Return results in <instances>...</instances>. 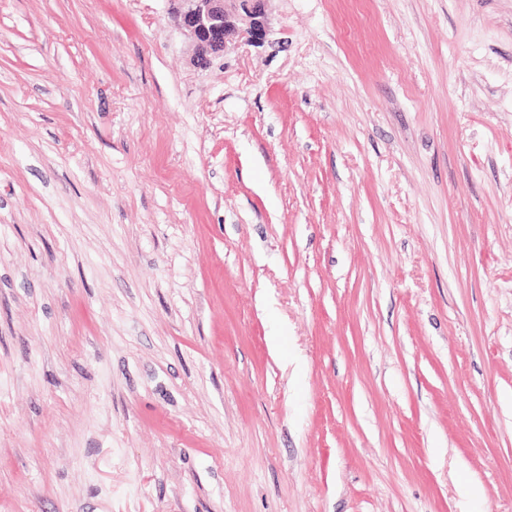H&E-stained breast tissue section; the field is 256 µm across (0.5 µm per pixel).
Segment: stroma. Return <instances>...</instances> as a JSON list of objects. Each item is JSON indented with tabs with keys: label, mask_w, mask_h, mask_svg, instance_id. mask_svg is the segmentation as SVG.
Segmentation results:
<instances>
[{
	"label": "stroma",
	"mask_w": 512,
	"mask_h": 512,
	"mask_svg": "<svg viewBox=\"0 0 512 512\" xmlns=\"http://www.w3.org/2000/svg\"><path fill=\"white\" fill-rule=\"evenodd\" d=\"M0 0V512H512V0ZM266 0H170L174 27L191 40L195 62L206 68L213 58L241 43L260 44L267 36Z\"/></svg>",
	"instance_id": "1"
}]
</instances>
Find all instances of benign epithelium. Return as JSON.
<instances>
[{"mask_svg":"<svg viewBox=\"0 0 512 512\" xmlns=\"http://www.w3.org/2000/svg\"><path fill=\"white\" fill-rule=\"evenodd\" d=\"M266 0H170L174 27L191 40L195 62L206 68L213 58L267 36Z\"/></svg>","mask_w":512,"mask_h":512,"instance_id":"benign-epithelium-1","label":"benign epithelium"}]
</instances>
